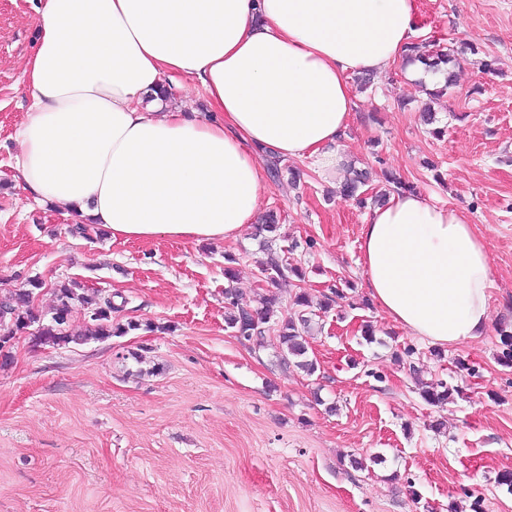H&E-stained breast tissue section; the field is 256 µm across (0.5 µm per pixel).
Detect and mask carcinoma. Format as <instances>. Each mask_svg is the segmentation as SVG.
Masks as SVG:
<instances>
[{"mask_svg":"<svg viewBox=\"0 0 512 512\" xmlns=\"http://www.w3.org/2000/svg\"><path fill=\"white\" fill-rule=\"evenodd\" d=\"M475 53L474 48L462 46L457 50L434 49L423 42H412L406 46L403 61L407 65L420 63L425 70L445 74L444 87H450L453 72L450 65L457 62V56ZM266 258L260 263V271L278 278L295 277L304 280L305 274L291 266L286 259L273 251L269 240L263 241ZM41 282L31 279L28 287L8 291L0 295V363L7 364L12 359V341L19 333H28L32 345H66L72 342H85L90 339L105 340L113 336H124L131 330L139 329L133 321L121 323L112 317L117 310L111 298L89 296L81 292V285L73 280L60 281L55 287V308L51 320L46 322L34 303L35 290ZM225 323L235 336L248 342L262 337L270 325L276 327L280 337L281 351L279 363L285 370L295 367L312 376L317 372V361L307 358V335L311 322V300L304 290L295 293L294 304L298 306L292 315L271 322L273 309L254 308L239 296L233 288L224 289ZM86 305L85 324L77 335L64 332L72 312V304ZM456 392V389L441 382L435 386L421 387V397L431 405H442Z\"/></svg>","mask_w":512,"mask_h":512,"instance_id":"1","label":"carcinoma"}]
</instances>
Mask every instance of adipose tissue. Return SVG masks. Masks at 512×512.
<instances>
[{"mask_svg":"<svg viewBox=\"0 0 512 512\" xmlns=\"http://www.w3.org/2000/svg\"><path fill=\"white\" fill-rule=\"evenodd\" d=\"M31 105L15 178L112 239L236 240L257 221L260 154L340 175L351 75L381 74L414 35V0H39ZM194 83L208 116L155 99ZM366 292L409 334L483 336L485 246L458 211L415 192L372 208Z\"/></svg>","mask_w":512,"mask_h":512,"instance_id":"obj_1","label":"adipose tissue"}]
</instances>
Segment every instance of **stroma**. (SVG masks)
Listing matches in <instances>:
<instances>
[{"instance_id": "35a3bbf8", "label": "stroma", "mask_w": 512, "mask_h": 512, "mask_svg": "<svg viewBox=\"0 0 512 512\" xmlns=\"http://www.w3.org/2000/svg\"><path fill=\"white\" fill-rule=\"evenodd\" d=\"M36 0H0V293L78 281L139 328L81 344L20 338L0 367V512H512V0H415V39L466 43L454 85L426 100L402 66L356 93L338 150L344 177L387 175L463 213L483 235L494 286L485 336L437 348L371 306L359 236L368 214L308 161L281 160L299 185L267 180L280 216L275 248L304 281L260 283L265 254L250 230L234 241L122 242L84 237L14 178L15 131L30 106L25 62ZM441 135H433V128ZM232 277H225V254ZM275 317L297 289L343 300L311 322L318 370L282 369L276 331L260 344L224 323V290ZM456 387L427 404L418 381Z\"/></svg>"}]
</instances>
